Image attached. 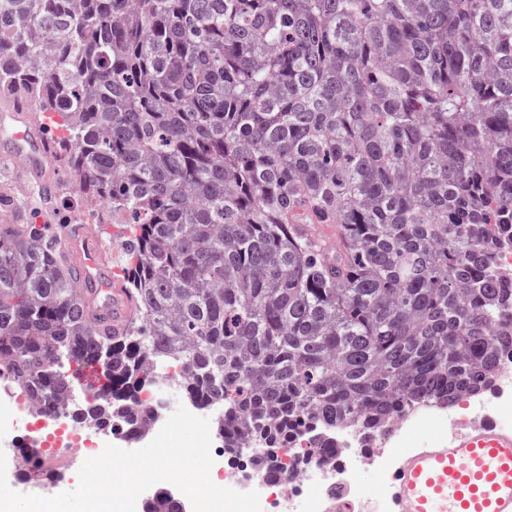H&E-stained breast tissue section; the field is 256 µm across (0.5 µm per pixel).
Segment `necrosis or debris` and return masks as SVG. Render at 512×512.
<instances>
[{"label":"necrosis or debris","instance_id":"obj_1","mask_svg":"<svg viewBox=\"0 0 512 512\" xmlns=\"http://www.w3.org/2000/svg\"><path fill=\"white\" fill-rule=\"evenodd\" d=\"M27 420L30 438L42 450L41 465L55 468L61 461L70 460L73 446H81L86 457L99 455L110 434L98 438L82 433L75 434L64 425L66 410L44 413L33 404L29 391H21L9 406ZM488 419L500 429L512 428V354H504L500 369L491 389L483 394L466 398L463 410H455L435 403H424L401 413L389 427L374 435L371 442H364L358 427L343 424L336 428L338 449L335 456L320 458L299 468L295 461L299 446L288 445L279 449L278 463L285 466L283 477L264 481L265 491L259 501L262 512H300L302 504H311L313 512H370L374 497L357 490L352 481L354 470L364 466L389 473L396 470L399 459L395 448L408 439L411 432L426 422L437 426L439 436L451 439L477 420ZM305 494V501H298V494Z\"/></svg>","mask_w":512,"mask_h":512}]
</instances>
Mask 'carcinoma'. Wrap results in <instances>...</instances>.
<instances>
[{"label": "carcinoma", "mask_w": 512, "mask_h": 512, "mask_svg": "<svg viewBox=\"0 0 512 512\" xmlns=\"http://www.w3.org/2000/svg\"><path fill=\"white\" fill-rule=\"evenodd\" d=\"M0 90L122 223L135 310L112 330L52 225L0 224V366L42 411L137 439L172 364L275 478L288 442L453 406L512 349V0H0Z\"/></svg>", "instance_id": "obj_1"}]
</instances>
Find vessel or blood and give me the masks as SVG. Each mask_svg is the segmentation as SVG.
<instances>
[{
	"label": "vessel or blood",
	"instance_id": "b4317fda",
	"mask_svg": "<svg viewBox=\"0 0 512 512\" xmlns=\"http://www.w3.org/2000/svg\"><path fill=\"white\" fill-rule=\"evenodd\" d=\"M14 155L34 177L45 176V142L13 134ZM66 252L82 280L101 279L103 256L89 228L71 232ZM395 512H512V431L492 423L468 427L448 441L407 454L394 476Z\"/></svg>",
	"mask_w": 512,
	"mask_h": 512
}]
</instances>
